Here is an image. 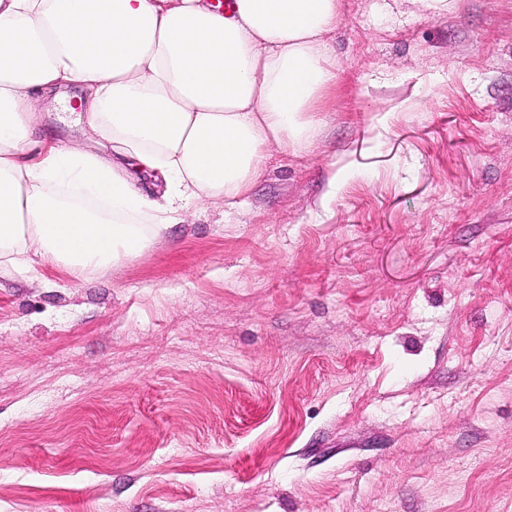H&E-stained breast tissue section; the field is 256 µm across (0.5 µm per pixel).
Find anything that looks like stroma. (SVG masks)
<instances>
[{
	"label": "stroma",
	"instance_id": "1",
	"mask_svg": "<svg viewBox=\"0 0 512 512\" xmlns=\"http://www.w3.org/2000/svg\"><path fill=\"white\" fill-rule=\"evenodd\" d=\"M452 4L340 0L238 207L0 271V512H512V0Z\"/></svg>",
	"mask_w": 512,
	"mask_h": 512
}]
</instances>
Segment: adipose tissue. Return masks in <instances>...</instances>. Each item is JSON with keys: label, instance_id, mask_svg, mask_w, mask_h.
<instances>
[{"label": "adipose tissue", "instance_id": "ef3b65f1", "mask_svg": "<svg viewBox=\"0 0 512 512\" xmlns=\"http://www.w3.org/2000/svg\"><path fill=\"white\" fill-rule=\"evenodd\" d=\"M340 0H0V268L75 281L208 198L235 206L273 147H306L336 82ZM80 87L98 152L38 135L40 93ZM160 174L150 196L137 174Z\"/></svg>", "mask_w": 512, "mask_h": 512}]
</instances>
